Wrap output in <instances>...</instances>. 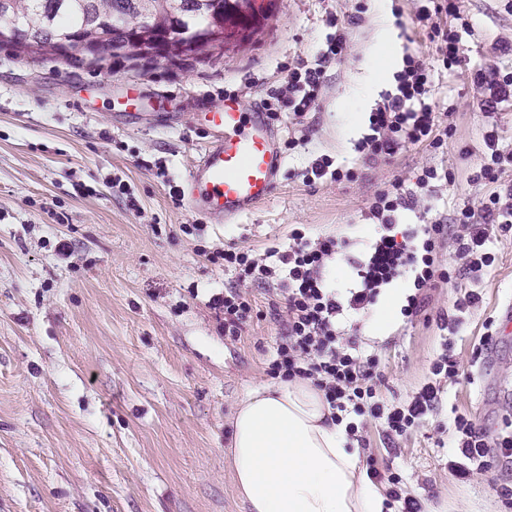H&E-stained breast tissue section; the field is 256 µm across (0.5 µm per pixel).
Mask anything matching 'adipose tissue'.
<instances>
[{"label":"adipose tissue","mask_w":512,"mask_h":512,"mask_svg":"<svg viewBox=\"0 0 512 512\" xmlns=\"http://www.w3.org/2000/svg\"><path fill=\"white\" fill-rule=\"evenodd\" d=\"M232 427L234 478L249 512H385L383 489L310 382L250 391Z\"/></svg>","instance_id":"1"}]
</instances>
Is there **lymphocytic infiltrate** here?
Masks as SVG:
<instances>
[{
	"mask_svg": "<svg viewBox=\"0 0 512 512\" xmlns=\"http://www.w3.org/2000/svg\"><path fill=\"white\" fill-rule=\"evenodd\" d=\"M418 21L426 23L428 38L436 47L444 70L459 66L460 36L456 23L460 18L455 0H423L416 8ZM332 32L327 48L314 64L305 63L289 69L285 91L277 93L278 109L297 114L310 111L316 104L325 81L327 67L348 51L349 40L337 19H329ZM396 87L387 93L370 116L369 135L359 143L367 157L390 158L408 144H429L441 148L449 134L442 128L430 103L435 72L416 54L403 57V66L395 74ZM512 166V154L494 150L490 163L481 166L480 179L492 184L493 190L479 210L463 207L451 226L435 223L423 225L422 247H415L411 236L398 237L386 233L376 238L363 262L356 268L355 286L347 301H340L325 287L322 270L341 247L333 238L311 239L304 230L292 229L288 242L272 246L263 255L253 249L228 245L224 250L225 270L237 273L264 286L277 287L287 313L285 331L276 345L267 368L270 377L284 381H310L320 390L331 410L334 422H346L347 435L365 443L370 422H379L387 439L406 437L436 411L441 400L442 380L455 378L459 362L451 342L432 366L433 382L424 385L405 404L389 405L378 394L374 356L358 351L353 337L339 334L336 319L344 309L360 310L375 304L382 289L405 276H412L414 291L406 298L402 312L407 318L417 317L428 300L427 292L438 284L449 282L451 273L440 258L444 243H452L454 256L461 266L460 274L478 273L491 267L494 255L486 248L492 231L512 230V185L501 187L502 175ZM436 168H423L415 187L404 180L391 181L378 190L370 211L383 226H390L394 214L411 209L418 202V190L428 188L438 179ZM454 223V224H455ZM212 306L222 315L221 326L226 337L237 339L250 318L252 304L237 287L225 289L215 296ZM456 454L448 467L457 478L468 480L485 471L490 461L512 466V434H490L465 416H457L453 424Z\"/></svg>",
	"mask_w": 512,
	"mask_h": 512,
	"instance_id": "f902f5d3",
	"label": "lymphocytic infiltrate"
}]
</instances>
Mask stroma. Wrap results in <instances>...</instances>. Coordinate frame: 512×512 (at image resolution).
<instances>
[{
	"instance_id": "obj_1",
	"label": "stroma",
	"mask_w": 512,
	"mask_h": 512,
	"mask_svg": "<svg viewBox=\"0 0 512 512\" xmlns=\"http://www.w3.org/2000/svg\"><path fill=\"white\" fill-rule=\"evenodd\" d=\"M458 5L472 26L461 40L463 63L432 93L452 128L448 144H409L390 159L356 149L372 109L395 88L393 76L371 77L363 61L385 36L398 54L436 61L413 0H386L401 21L384 31L375 0H280L256 42L183 68L143 71L112 60L87 69L0 49V512H247L234 482L231 422L239 401L269 383L283 322L271 313L274 291L225 272L224 247L260 252L296 227L342 240L325 271L341 298L355 263L384 232L369 206L385 183L414 184L429 166L452 175L423 192L416 209L395 212L398 234L488 196L474 176L490 159L488 133L512 152V102L480 112L472 75L512 64L494 51L512 44V8L507 0ZM331 16L346 26L349 49L328 68L315 108L274 118L285 166L271 198L233 224L174 204L170 189L181 188L210 138L199 112L228 94L250 107L270 101L289 68L324 48ZM131 88L143 95L132 105ZM350 112L361 113L357 124L345 121ZM324 155L352 179L305 183ZM488 249L489 272L432 290L414 319L395 314L379 335L368 328L371 308L339 323L375 356L390 404L432 381L441 342L451 338L459 374L445 383L437 412L394 447L370 426L360 451L399 473L406 492L434 512H512V500L497 493L512 469L495 464L467 482L448 469L456 416L492 433L512 426V334L501 327L512 304V231L492 234ZM235 284L254 308L236 341L211 306ZM471 290L480 302L456 311ZM446 312L457 314L455 329L445 327ZM487 334L494 341L480 349Z\"/></svg>"
}]
</instances>
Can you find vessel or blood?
Masks as SVG:
<instances>
[{
    "mask_svg": "<svg viewBox=\"0 0 512 512\" xmlns=\"http://www.w3.org/2000/svg\"><path fill=\"white\" fill-rule=\"evenodd\" d=\"M212 133L186 180L191 211L211 223L230 224L275 191L284 166L269 113L248 109L237 96L202 113Z\"/></svg>",
    "mask_w": 512,
    "mask_h": 512,
    "instance_id": "obj_1",
    "label": "vessel or blood"
}]
</instances>
